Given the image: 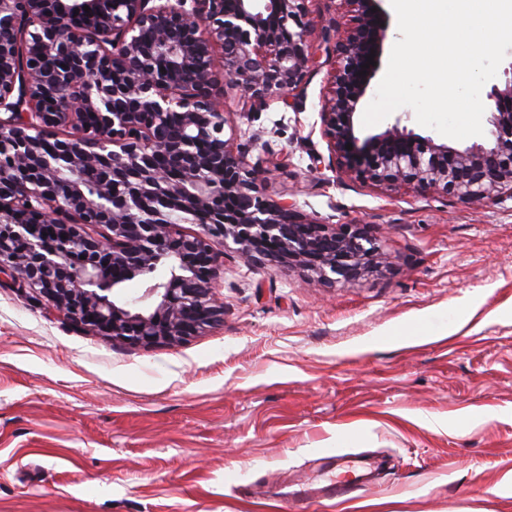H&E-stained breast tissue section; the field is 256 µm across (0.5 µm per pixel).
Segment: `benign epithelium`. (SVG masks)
Here are the masks:
<instances>
[{"mask_svg":"<svg viewBox=\"0 0 512 512\" xmlns=\"http://www.w3.org/2000/svg\"><path fill=\"white\" fill-rule=\"evenodd\" d=\"M305 2L0 0V274L68 324L151 347L224 321L232 246L328 288L390 266L366 226L317 224L271 199L226 135L219 82L266 102L316 68ZM345 2L358 22L335 41L319 112L328 165L466 204L512 200V62L486 94L483 141L459 149L400 117L364 137L376 67L363 65L383 51L386 14L382 0Z\"/></svg>","mask_w":512,"mask_h":512,"instance_id":"1","label":"benign epithelium"}]
</instances>
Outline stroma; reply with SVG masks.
<instances>
[{
	"label": "stroma",
	"mask_w": 512,
	"mask_h": 512,
	"mask_svg": "<svg viewBox=\"0 0 512 512\" xmlns=\"http://www.w3.org/2000/svg\"><path fill=\"white\" fill-rule=\"evenodd\" d=\"M312 39L357 23L307 0ZM293 100L218 96L273 198L391 267L329 289L227 254L224 323L130 348L0 277V512H512V201L325 167L333 57ZM361 460L372 485L320 487Z\"/></svg>",
	"instance_id": "obj_1"
}]
</instances>
